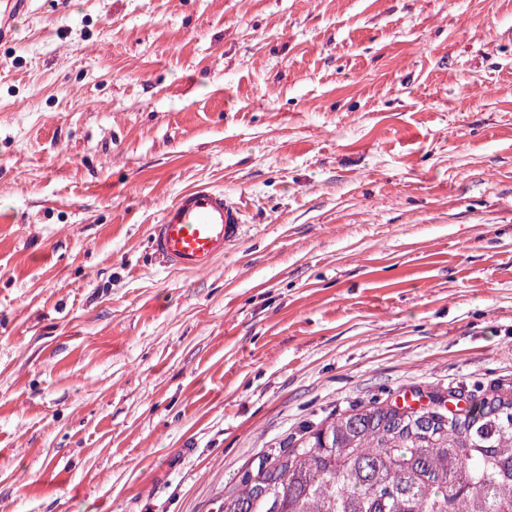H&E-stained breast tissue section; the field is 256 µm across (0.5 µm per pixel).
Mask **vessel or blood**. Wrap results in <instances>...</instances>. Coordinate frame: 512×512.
Instances as JSON below:
<instances>
[{
	"instance_id": "1",
	"label": "vessel or blood",
	"mask_w": 512,
	"mask_h": 512,
	"mask_svg": "<svg viewBox=\"0 0 512 512\" xmlns=\"http://www.w3.org/2000/svg\"><path fill=\"white\" fill-rule=\"evenodd\" d=\"M30 0H0V42L13 39L16 24ZM244 208L223 190L199 185L176 196L159 224L153 225L150 247L169 268L204 272L226 248L243 237Z\"/></svg>"
}]
</instances>
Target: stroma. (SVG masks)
<instances>
[{
	"label": "stroma",
	"mask_w": 512,
	"mask_h": 512,
	"mask_svg": "<svg viewBox=\"0 0 512 512\" xmlns=\"http://www.w3.org/2000/svg\"><path fill=\"white\" fill-rule=\"evenodd\" d=\"M508 27L512 0H31L0 44V512H218L305 423L512 384ZM199 184L244 237L164 267ZM244 207L223 190L198 185L168 204L150 247L169 268L204 272L243 237Z\"/></svg>",
	"instance_id": "obj_1"
}]
</instances>
